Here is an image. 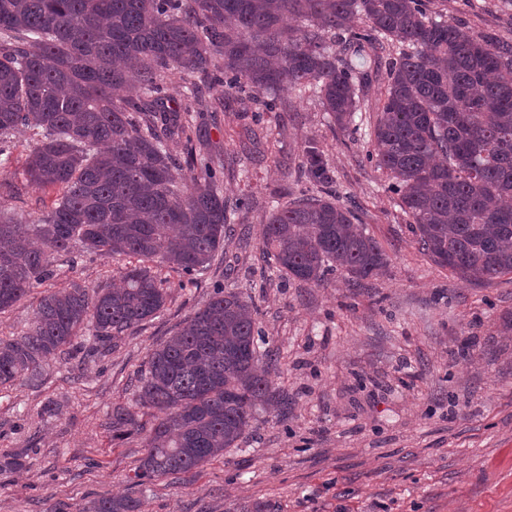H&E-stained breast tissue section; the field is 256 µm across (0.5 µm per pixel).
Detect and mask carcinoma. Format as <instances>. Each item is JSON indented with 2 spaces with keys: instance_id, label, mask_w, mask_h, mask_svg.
Segmentation results:
<instances>
[{
  "instance_id": "1",
  "label": "carcinoma",
  "mask_w": 512,
  "mask_h": 512,
  "mask_svg": "<svg viewBox=\"0 0 512 512\" xmlns=\"http://www.w3.org/2000/svg\"><path fill=\"white\" fill-rule=\"evenodd\" d=\"M430 0H0V134L32 129L30 184L60 192L42 217L0 215V312L54 275L75 241L91 255L137 259L122 287H74L41 297L28 331L0 339V387L38 379L44 359L103 346L166 305L159 261L193 281L234 232L240 204L224 199V163L194 140L208 104L197 82L224 91L316 96L347 130L367 73L348 59L388 42L386 95L369 126V160L385 170L419 250L476 284L512 274V43L472 34L431 11ZM187 94L168 111L167 73ZM183 143L184 159L168 142ZM188 170V176L179 172ZM309 189L263 225V252L283 276L314 285L340 273L358 287L387 256L340 203L324 152L302 149ZM257 308L215 286L149 354L137 381L146 425L112 408V440L143 435L137 483L187 474L237 447L273 395L258 371L266 337ZM87 512H140L130 496Z\"/></svg>"
}]
</instances>
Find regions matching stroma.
<instances>
[{"label": "stroma", "mask_w": 512, "mask_h": 512, "mask_svg": "<svg viewBox=\"0 0 512 512\" xmlns=\"http://www.w3.org/2000/svg\"><path fill=\"white\" fill-rule=\"evenodd\" d=\"M473 34L512 43V0H431ZM255 114L246 95L207 89L215 111L200 137L224 162V196L246 203L245 238L225 241L196 284L167 265L169 300L105 356H55L38 381L0 391V512H83L99 497L128 495L140 512H512V275L476 285L419 251L385 172L367 160L365 131H344L318 100L295 91ZM323 150L340 201L355 207L388 266L354 288L285 279L264 258L261 229L282 190H304L295 168L306 142ZM30 130L0 136V212L38 216L56 191L25 179ZM54 260L55 274L0 313V338L27 331L46 291L118 285L126 256H89L81 244ZM250 297L277 360L267 377L288 412L260 410L237 447L194 473L134 484L138 435L113 442L112 407L136 408L135 380L215 284Z\"/></svg>", "instance_id": "1"}]
</instances>
